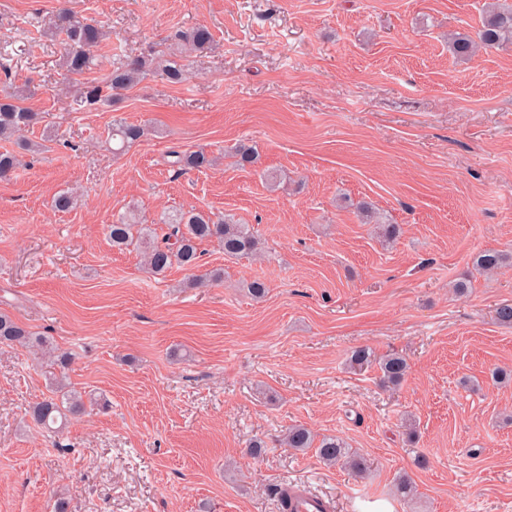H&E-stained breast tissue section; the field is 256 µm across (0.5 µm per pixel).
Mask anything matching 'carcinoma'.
I'll list each match as a JSON object with an SVG mask.
<instances>
[{
  "mask_svg": "<svg viewBox=\"0 0 512 512\" xmlns=\"http://www.w3.org/2000/svg\"><path fill=\"white\" fill-rule=\"evenodd\" d=\"M50 30L56 34L63 33L69 44L66 55L67 71L72 75H81L95 64L96 52L105 39L102 28L93 20L81 19L66 9L59 10L50 24ZM177 52L188 56L203 49L211 41V33L205 27H196L189 31L174 34ZM448 43L453 55L466 59L479 50L504 49L512 45V4L494 2L489 4L481 27L474 34L469 32H451ZM164 71L167 79L180 83L185 79L183 64L175 59L146 60L144 58L128 59L112 69L109 77L111 91H121L139 84L149 71L151 65ZM30 94L29 89H14L0 95V139H10L37 122L38 113L20 105V98ZM145 135L140 125L126 122L112 123L111 139L123 149ZM176 157L179 169H201L214 165V158L203 151L182 153L171 151ZM17 167V158L11 152H0V180L10 178ZM163 224L166 231L159 235L156 229L139 224L133 212L118 216L107 226V233L112 246L120 251L130 247L141 250L147 268L154 274H163L173 265L194 273L199 268L200 245L215 242L228 257L253 255L259 249V240L248 224H242L231 214L212 216L204 212L190 210L168 215ZM512 257L496 251H485L476 257V266L484 272L498 269ZM0 345L20 346L39 350L49 356H56V361L64 367L70 357L66 353H56L50 340L37 337L27 325L0 313ZM382 383L386 386L399 384L408 371L407 361L397 355L385 358L380 364ZM102 404V398L83 397L82 393L72 389L60 377L51 382L50 395L36 402L28 411L34 425L47 433H61L67 418L85 412L86 404ZM280 444L295 451L313 446L317 447L320 460L329 466L343 463L354 475L362 477L367 473L368 464L364 457L352 452L346 443L336 437L321 439L314 445V435L302 426L288 428Z\"/></svg>",
  "mask_w": 512,
  "mask_h": 512,
  "instance_id": "1",
  "label": "carcinoma"
}]
</instances>
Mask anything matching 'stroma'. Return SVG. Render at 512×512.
Wrapping results in <instances>:
<instances>
[{"label":"stroma","mask_w":512,"mask_h":512,"mask_svg":"<svg viewBox=\"0 0 512 512\" xmlns=\"http://www.w3.org/2000/svg\"><path fill=\"white\" fill-rule=\"evenodd\" d=\"M488 0H0V86H31L32 153L0 181V312L73 360L78 391L108 400L58 437L26 422L58 366L0 348V512H279L295 484L334 512H512V47L465 61L447 35L476 30ZM103 25L98 66L66 68L60 7ZM203 26L208 48L173 84L153 72L108 102L77 97L114 63L156 58ZM146 126L123 154L113 120ZM245 143L252 167L232 155ZM216 166L177 171L171 149ZM281 172L288 187L271 191ZM72 189L71 211L53 207ZM402 227L383 247L358 204ZM176 210L230 213L256 255L202 244L211 287L139 251L107 226ZM265 281L254 299L245 285ZM466 283L457 291V283ZM367 348L371 362H350ZM405 358L399 386L378 361ZM292 425L343 438L370 469L355 477L315 449L281 447ZM264 440L261 455L248 445ZM415 492L397 494L400 479Z\"/></svg>","instance_id":"stroma-1"}]
</instances>
